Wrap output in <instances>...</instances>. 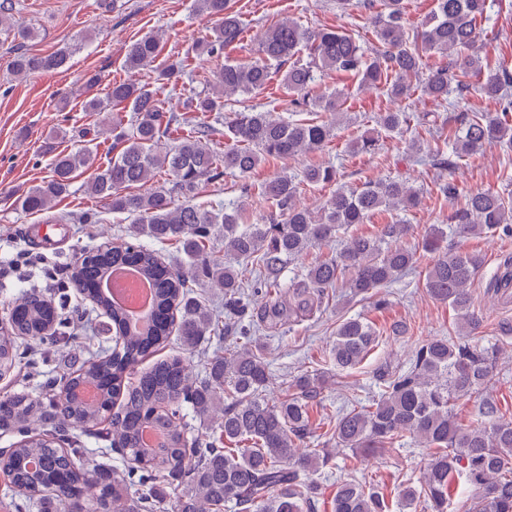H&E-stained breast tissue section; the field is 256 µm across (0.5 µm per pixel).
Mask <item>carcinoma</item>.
<instances>
[{"label": "carcinoma", "instance_id": "carcinoma-1", "mask_svg": "<svg viewBox=\"0 0 512 512\" xmlns=\"http://www.w3.org/2000/svg\"><path fill=\"white\" fill-rule=\"evenodd\" d=\"M196 12L216 21L212 34L198 50L213 58L224 56L243 39V22L228 6V0H194ZM14 4L0 3V31L26 42L34 31L13 21ZM486 0H435V7L413 33L404 25V0H380V10L371 16L375 36L383 51L366 55L350 34L336 29H308L288 19L269 27L259 40L255 56L224 60L215 74L218 90L197 92L185 101L186 109L206 118L224 111L223 97L259 93L267 88L273 71L288 66L285 85L298 95L296 106L329 112L333 120H285L270 112H235L224 122L230 144L219 153L209 146L210 125L204 120L185 130L165 107L151 83L115 82L108 102L131 112L128 125L112 122V159L98 168L85 183L87 191L108 202L111 210L133 218L126 238L112 250L81 257L74 277L84 286V295L107 313L112 327L122 332L119 349L90 356L68 374L62 398L44 403L24 394L0 396V426H10L20 436L12 452L0 459V469L13 475L14 497L36 499L41 512H64L63 495L87 496L90 512H118L127 494V477L135 471L148 473L143 503L165 498L156 482L160 474L180 482L184 492L176 512H224L232 503L238 512H307L322 494L321 486L304 472H317L330 465L333 454L325 448L306 447L310 438V402L321 394L323 375H302L293 392L269 401L264 392L271 374L259 345L248 340L242 348L210 362L199 381L190 378L179 356H158L171 335L195 348L213 331L207 306L186 289V279L205 278L224 289V308L243 316L240 291L243 282L237 263L251 259L259 267L261 284L274 288L289 261L313 247L337 237L343 227L364 224L377 212L406 211L417 205L419 190L403 179L367 181L355 188L340 186L318 215L300 206L301 184H326L336 180L331 166H312L298 179L279 174L260 187V195L278 210V217L263 224H245L240 212L207 208L193 203L196 190L205 181L225 172L244 180L269 158H287L322 148L333 137L337 118L343 115L339 93L310 95L317 73L353 76L362 86L386 87L395 99L405 98L419 80L426 54L441 55L445 64L432 69L422 90L435 101H446L455 91L472 89L489 99L501 98L512 86V68L505 62L490 67L488 55L474 49ZM308 51L306 63H289L300 50ZM160 40L146 35L130 45L126 66L136 69L155 59ZM70 56L67 48L49 54L27 51L15 56L12 71L22 79L34 73L62 68ZM183 73V63L174 61L160 70L155 81L167 85ZM482 81L472 85L469 78ZM407 121L404 112H381L378 126L388 132ZM448 137L434 152L441 163L444 149L462 158L479 154L491 144L512 147V101L500 103L494 113L450 112L440 120ZM179 133L170 149H158L160 138ZM379 137L368 132L351 149L371 154ZM93 165L87 149L61 151L50 166V177L16 196L13 204L25 212H39L67 195L77 173ZM131 186L147 190L128 194ZM442 190L453 199L463 195L460 210L450 216L448 228L463 236L501 231L512 234V201L485 189L461 191L449 181ZM409 225L382 224L368 235H352L342 241L339 253L318 261L307 270L292 298L267 299L256 316L275 325L288 317L300 319L322 306L329 290L350 275L353 296H365L394 281L412 266L415 255L399 245ZM174 241L188 259L182 269L162 260L145 247L141 237ZM224 238V260L207 252L215 237ZM482 265L480 254L468 251L445 253L429 267L427 293L449 305L459 327L475 335L481 317L472 307L471 286ZM131 267L141 272L153 289V316L147 332H132L119 310L99 292L97 283L108 270ZM9 333H0V370L16 359L18 338H31L53 346L70 332L63 329L51 300L33 291L17 298L11 309ZM379 344V333L361 317L336 327L330 360L340 372L363 362ZM149 367L135 378L130 371L146 360ZM493 357L481 344L454 343L446 336L421 345L407 365L380 376L383 392L371 408H341L336 411L333 438L336 450L383 448L408 435L436 449L423 472L419 487L400 490L404 506L423 501L430 512H448L458 503L462 512H512V421L500 416L492 401L483 403L480 424L460 428L451 415V402L483 385L492 370ZM220 430L225 448L190 439L180 425L183 404L207 418L224 398ZM118 411L109 414L114 405ZM95 431L115 437L114 444L135 461L127 474L94 470L88 475L83 452L73 431ZM147 430L162 441L143 442ZM331 512H388L383 495L371 484L344 479L336 483Z\"/></svg>", "mask_w": 512, "mask_h": 512}]
</instances>
